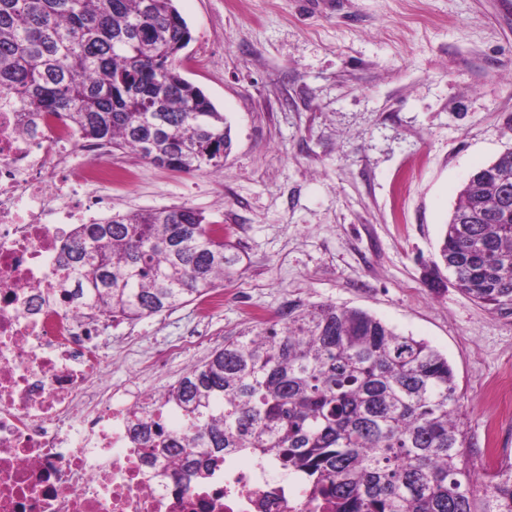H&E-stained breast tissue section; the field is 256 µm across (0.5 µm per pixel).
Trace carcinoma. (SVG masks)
<instances>
[{"label":"carcinoma","mask_w":512,"mask_h":512,"mask_svg":"<svg viewBox=\"0 0 512 512\" xmlns=\"http://www.w3.org/2000/svg\"><path fill=\"white\" fill-rule=\"evenodd\" d=\"M191 30L174 0H0V88L32 112H66L85 137L160 167L224 169L230 126L182 77ZM224 229L182 205L114 214L77 230L61 255L63 296L138 321L198 300L238 259ZM431 283L512 315V149L468 177L445 226ZM182 423L134 418L152 452L267 457L302 475L331 512H512V462H461L462 403L448 359L371 313L291 300L257 332L229 337L160 402Z\"/></svg>","instance_id":"carcinoma-1"}]
</instances>
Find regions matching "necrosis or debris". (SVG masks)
I'll return each mask as SVG.
<instances>
[{"mask_svg":"<svg viewBox=\"0 0 512 512\" xmlns=\"http://www.w3.org/2000/svg\"><path fill=\"white\" fill-rule=\"evenodd\" d=\"M20 107L0 93V512H323L271 460L228 454L190 480L189 453L153 456L133 441V416L161 392L114 377V364L162 376L188 365L202 336L145 352L132 336L106 337L111 316L63 298V247L135 175L66 113L21 130Z\"/></svg>","mask_w":512,"mask_h":512,"instance_id":"4bbe7bcc","label":"necrosis or debris"}]
</instances>
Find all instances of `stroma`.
<instances>
[{"label": "stroma", "mask_w": 512, "mask_h": 512, "mask_svg": "<svg viewBox=\"0 0 512 512\" xmlns=\"http://www.w3.org/2000/svg\"><path fill=\"white\" fill-rule=\"evenodd\" d=\"M182 75L231 126L223 173L135 154L116 213L188 205L223 225L210 349L291 300L369 311L447 356L471 463L512 457V316L428 271L469 174L512 148V0H175ZM195 302L136 321L139 348L193 329ZM504 388L485 395L488 380Z\"/></svg>", "instance_id": "stroma-1"}]
</instances>
